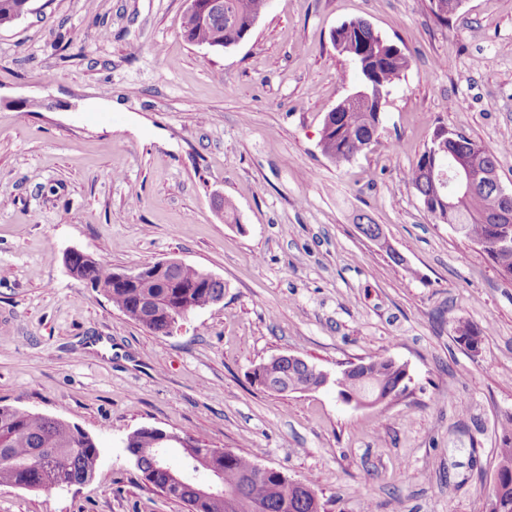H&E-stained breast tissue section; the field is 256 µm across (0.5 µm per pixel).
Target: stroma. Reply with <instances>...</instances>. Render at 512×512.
Wrapping results in <instances>:
<instances>
[{"label":"stroma","mask_w":512,"mask_h":512,"mask_svg":"<svg viewBox=\"0 0 512 512\" xmlns=\"http://www.w3.org/2000/svg\"><path fill=\"white\" fill-rule=\"evenodd\" d=\"M185 10L30 0L0 27V405L63 418L100 451L87 483L0 487V512H188L131 461L142 427L312 479L325 512H487L512 417V278L432 223L406 173L445 127L497 152L512 187V0H465L445 25L428 0H269L217 51L182 37ZM354 19L411 66L376 140L339 165L320 137L361 81L331 42ZM72 249L117 270L185 262L224 300L154 334L69 274ZM279 354L332 373L391 357L408 390L361 409L332 386L263 390L251 372Z\"/></svg>","instance_id":"obj_1"}]
</instances>
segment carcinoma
I'll return each instance as SVG.
<instances>
[{
    "label": "carcinoma",
    "mask_w": 512,
    "mask_h": 512,
    "mask_svg": "<svg viewBox=\"0 0 512 512\" xmlns=\"http://www.w3.org/2000/svg\"><path fill=\"white\" fill-rule=\"evenodd\" d=\"M25 0H0V26L15 19ZM268 0H224V12L237 17L240 28H245L266 10ZM441 13L434 5L430 11L442 22L459 12V0H439ZM224 18L204 22L195 13L183 16V36L193 43H208L224 37ZM362 41L347 46L345 55L359 57L357 66L363 81L378 85L376 95L389 91L404 75L411 64L409 55L393 48V43L382 38L374 29L363 28ZM378 133L366 112L350 108L340 114L336 129L324 138L326 157L339 165L348 163L362 153ZM463 151L477 149L486 160L497 163L493 151L483 147L463 134H457ZM427 153H422L408 172V180L419 198L434 192L433 182L422 174ZM455 204L458 208L457 223L462 226L461 236L473 244H485L490 237L495 218L502 210V201L491 192L474 197L460 193ZM75 277L101 289L112 305L128 319L159 332L152 320V311L140 306L141 297L151 298L155 308L175 310L188 304L191 309L204 308L224 293L217 284L206 283L201 270L195 266H174L153 279L152 288H114L112 269L106 262L93 258L73 261ZM362 374L382 388L396 390L395 397L405 394L406 389L396 388L398 376L383 358L366 361ZM132 448L138 453L137 469L144 480L157 488L169 480V474L155 467L152 448L154 436L140 428L131 433ZM99 461V449L93 439L81 428L60 418L32 412L26 409L0 406V486H18L44 493L56 490L59 484L80 485L95 474ZM256 460L252 456L233 453L214 455L209 464L223 473L224 489L235 492L227 499L221 494L200 496L191 486L183 487L177 500L189 505L190 512H316L314 500L304 496L299 489L283 482L270 472L255 475ZM497 469L500 474L502 493L499 512H512V417L502 427Z\"/></svg>",
    "instance_id": "1"
}]
</instances>
